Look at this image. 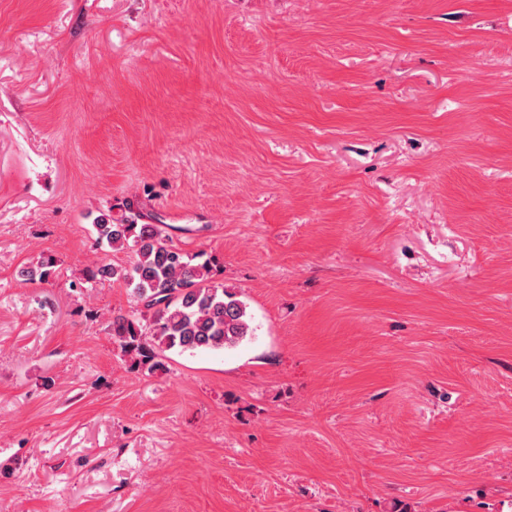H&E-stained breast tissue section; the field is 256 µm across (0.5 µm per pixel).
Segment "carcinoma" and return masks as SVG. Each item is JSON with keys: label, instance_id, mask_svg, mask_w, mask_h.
<instances>
[{"label": "carcinoma", "instance_id": "cac0c4a2", "mask_svg": "<svg viewBox=\"0 0 512 512\" xmlns=\"http://www.w3.org/2000/svg\"><path fill=\"white\" fill-rule=\"evenodd\" d=\"M141 219L140 213L131 219L99 217L93 224L94 245L128 249L134 258L127 266L105 264L87 275L89 282L120 281L130 288L136 315L113 318L109 331L132 365L151 372L165 351H218L253 336L246 303L224 286L217 265L172 244L164 225L141 224ZM54 274L51 257L19 271L24 280L38 283Z\"/></svg>", "mask_w": 512, "mask_h": 512}]
</instances>
